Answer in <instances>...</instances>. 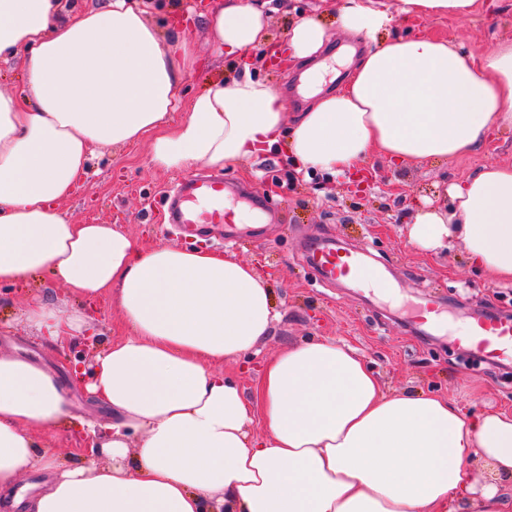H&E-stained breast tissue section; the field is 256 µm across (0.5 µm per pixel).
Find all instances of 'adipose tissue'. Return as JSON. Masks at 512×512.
Instances as JSON below:
<instances>
[{"instance_id": "1", "label": "adipose tissue", "mask_w": 512, "mask_h": 512, "mask_svg": "<svg viewBox=\"0 0 512 512\" xmlns=\"http://www.w3.org/2000/svg\"><path fill=\"white\" fill-rule=\"evenodd\" d=\"M59 0H0V59H20L25 99L0 92V287L47 272L87 302L109 298L128 329L92 367L89 391L112 411L92 434L104 465L66 468L37 433L70 415L58 377L0 355V512H457L473 490L466 464L512 478V415L463 414L448 400L386 395L354 348L319 339L268 361L253 400L212 371L256 351L273 314L267 279L247 263L200 250L147 247L115 224H75L58 204L89 173L96 147L151 137L164 171L212 169L285 146L296 171L358 170L370 155L452 161L512 129V40L476 56L444 40L377 43L400 17L466 16L478 0H341L339 22L369 48L333 61L321 24L303 18L288 53L305 63L307 100L285 120L281 91L252 76L209 83L180 108L178 87L198 57L186 38L163 41L129 0H100L71 21ZM227 55L267 40L257 0H214L207 15ZM344 85L324 92L333 66ZM420 212L410 243L462 242L470 264L512 280V165L490 164ZM27 320L53 344L87 316L42 302ZM260 422L263 436L246 426ZM43 480L15 492L22 474Z\"/></svg>"}]
</instances>
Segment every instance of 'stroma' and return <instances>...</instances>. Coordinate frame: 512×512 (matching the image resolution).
<instances>
[{
	"label": "stroma",
	"instance_id": "stroma-1",
	"mask_svg": "<svg viewBox=\"0 0 512 512\" xmlns=\"http://www.w3.org/2000/svg\"><path fill=\"white\" fill-rule=\"evenodd\" d=\"M166 5L163 12L149 8L147 19L164 28L178 21L199 58L179 88L181 99L204 91L215 79L248 72L284 94L287 118L302 111L303 99L293 92L301 70L293 62L260 63L253 50L230 58L220 55L205 22L207 0H166ZM266 9L269 42L277 47H285L289 29L303 17L327 28L334 45L347 41L330 0H268ZM388 34L428 35L479 55L512 39V0H486L485 7L466 18L401 20ZM150 145L146 137L132 146L98 147L88 176L61 203V210L76 224L122 225L148 246L179 245L163 223L161 199L185 174L155 169L149 162ZM492 163L512 164L511 129L449 162L370 157L361 181L299 176L276 154L225 167L226 181L251 186L280 214L279 223L263 225L233 250L237 259L269 275L277 317L258 355L217 364L216 372L235 380L250 396L266 361L300 343L329 338L359 349L387 392L429 391L468 413L512 412V377L472 361L454 342L474 310L512 314V283L495 282L472 269L462 245L426 252L408 236L420 210L448 203L450 185ZM309 235L366 252L390 276L392 292L362 284H322L300 253V240ZM428 290L442 302L449 332L422 336L411 329L409 309L421 305ZM37 301L54 303L65 312L82 305L46 273L0 288V354L23 355L58 373L72 403L71 415L42 435L41 445L65 465H87L91 458L83 449L84 426L108 424L112 415L87 392L75 369L88 366L99 345L126 336L128 330L118 309L104 298L88 311L91 327L85 337L56 346L26 320L27 308Z\"/></svg>",
	"mask_w": 512,
	"mask_h": 512
}]
</instances>
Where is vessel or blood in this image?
I'll return each mask as SVG.
<instances>
[{
    "label": "vessel or blood",
    "instance_id": "vessel-or-blood-1",
    "mask_svg": "<svg viewBox=\"0 0 512 512\" xmlns=\"http://www.w3.org/2000/svg\"><path fill=\"white\" fill-rule=\"evenodd\" d=\"M239 190L223 177L200 175L184 180L167 199L169 223L179 225L183 234L192 236L211 226L224 230L226 243H235L241 229L236 212L228 207V197ZM306 263L324 280H349L379 288L388 287L384 272L370 265L362 252L351 251L336 244L316 239L304 248ZM457 345L469 356L487 363L512 360V317L482 313L472 317L467 331L457 336Z\"/></svg>",
    "mask_w": 512,
    "mask_h": 512
}]
</instances>
